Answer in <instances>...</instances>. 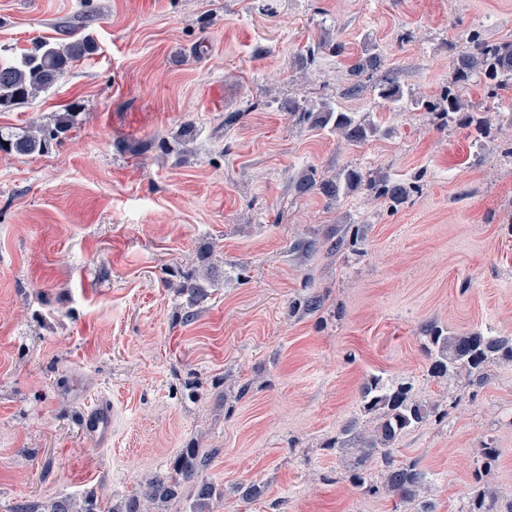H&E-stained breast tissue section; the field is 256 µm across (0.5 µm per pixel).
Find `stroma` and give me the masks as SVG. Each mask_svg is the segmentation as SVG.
Masks as SVG:
<instances>
[{
  "instance_id": "35a3bbf8",
  "label": "stroma",
  "mask_w": 512,
  "mask_h": 512,
  "mask_svg": "<svg viewBox=\"0 0 512 512\" xmlns=\"http://www.w3.org/2000/svg\"><path fill=\"white\" fill-rule=\"evenodd\" d=\"M475 30L512 36V0H0L2 59L73 34L96 44L53 89L0 112L22 128L80 107L64 144L0 153V512L89 490L118 504L190 446L218 451L211 512H408L364 494L353 453L327 447L373 428L360 389L374 374L448 412L398 444V460L430 472L437 512H459L485 443L502 451L485 484L512 490V362L481 385L438 380L422 333L512 334V126L480 82L464 93L488 120L480 132L390 110L372 77L343 94L372 42L383 74L436 96ZM322 40L344 54L296 74ZM291 99L333 101L379 131L341 144L290 117ZM189 122L188 152L167 151ZM309 166L412 191L394 211L362 188L330 205L295 195ZM348 230L357 249L328 254ZM311 239L317 253L294 252ZM204 254L215 285L186 323L163 279ZM315 292L324 316L289 315ZM99 397L113 405L104 446L80 426ZM250 482L259 499L242 498ZM328 46L329 50L336 54V56H340L343 53L344 45L340 42L333 43L331 45H327L322 42L313 43L307 46V49L300 55L296 57L295 60V69L298 72L305 73L309 69V67L313 64L316 56Z\"/></svg>"
}]
</instances>
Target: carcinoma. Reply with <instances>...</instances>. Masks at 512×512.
Masks as SVG:
<instances>
[{
	"instance_id": "obj_1",
	"label": "carcinoma",
	"mask_w": 512,
	"mask_h": 512,
	"mask_svg": "<svg viewBox=\"0 0 512 512\" xmlns=\"http://www.w3.org/2000/svg\"><path fill=\"white\" fill-rule=\"evenodd\" d=\"M467 43L466 50L453 62L454 83L439 95L432 99L418 97L387 77L375 85L377 97L393 110H400L408 104L423 108L436 115L443 126L448 125V119L453 116L459 117L462 126L472 124L469 105L463 100V91L469 83H483L493 98H512V40H487L473 32L468 35ZM325 48L340 56L344 45L340 42L310 44L296 57L295 69L300 73L307 71ZM95 51L96 46L91 39L77 37L65 43L43 40L14 59H0V112L10 111L37 94L49 91L77 62ZM384 62L385 57L377 46L366 47L362 56L350 65L351 83L345 88L344 95L360 96L363 91L360 77L380 71ZM285 110L297 122L327 128L349 145H358L377 133L375 125L338 110L328 101L309 104L290 99ZM77 116L74 108L69 107L47 124L33 123L30 128L18 131L0 129V152L14 156L41 154L68 138V133L77 124ZM361 182V173L353 168L327 176L308 167L292 180V187L299 194L316 192L335 201ZM367 189L393 210L401 206L408 196L406 188L388 180L371 181ZM213 286L214 282L207 277L182 274L178 283L169 284L184 298V321L191 322L196 318L201 304L210 297ZM324 305V297L313 293L294 303L291 312L317 315ZM423 333L428 372L437 379L463 373L470 382L478 384L487 378L490 364L512 362V335L489 336L472 330L451 336L434 322L425 324ZM361 403L365 413L374 415L373 429L366 433L352 426L344 430L343 438H337L329 445L338 453L350 449L356 454L349 480L370 495L396 497L400 502L411 505L412 512H436L434 503L421 496L428 484L429 473L416 462L396 461V444L407 432L429 420L448 417V411L441 412L438 406L416 399L411 385L387 383L380 376H373L364 383ZM217 454L216 449L208 452L200 448L181 449L171 471L146 479L137 491L108 509L101 505L97 493L91 490L79 499L26 500L16 504L11 512H150L149 505L176 498L186 483L193 488L194 501L190 512H209L210 502L220 495V491L206 470ZM500 457L499 448L489 445L478 449L471 493L461 512H512V495L505 498L483 482V474L495 467ZM375 462L379 464L376 476L372 473Z\"/></svg>"
}]
</instances>
